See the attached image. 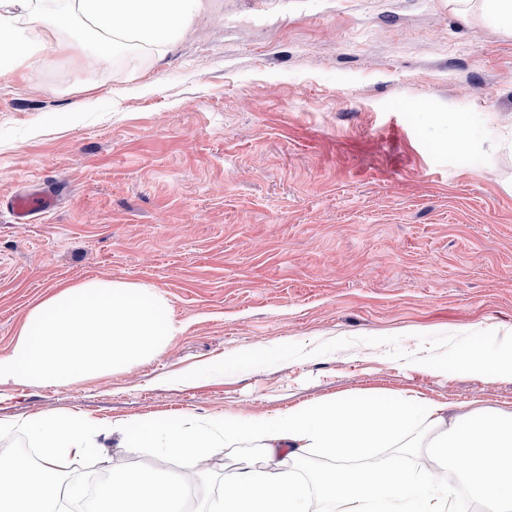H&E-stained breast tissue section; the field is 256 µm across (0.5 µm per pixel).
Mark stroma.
<instances>
[{
  "mask_svg": "<svg viewBox=\"0 0 512 512\" xmlns=\"http://www.w3.org/2000/svg\"><path fill=\"white\" fill-rule=\"evenodd\" d=\"M206 3L164 54L78 46L0 79V353L90 279L156 289L187 324L129 369L1 386L0 419L404 391L512 407V379L455 361L512 331V34L479 0ZM451 113L474 130L461 150ZM39 189L55 206L13 223ZM104 445L65 481L175 465Z\"/></svg>",
  "mask_w": 512,
  "mask_h": 512,
  "instance_id": "stroma-1",
  "label": "stroma"
}]
</instances>
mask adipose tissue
I'll use <instances>...</instances> for the list:
<instances>
[{
	"label": "adipose tissue",
	"instance_id": "adipose-tissue-1",
	"mask_svg": "<svg viewBox=\"0 0 512 512\" xmlns=\"http://www.w3.org/2000/svg\"><path fill=\"white\" fill-rule=\"evenodd\" d=\"M202 0H0V77L38 70L49 53L74 46L62 29L80 22L106 55L135 47L158 52L179 41ZM460 366L512 378V335L496 333L484 353L462 352ZM24 430L40 459L0 453V512H61L74 462L98 453L100 437L127 448H159L169 457L202 463L244 442L259 443L264 466L242 460L215 498L198 501L180 471L109 470L85 512H512V408L479 402L456 414L415 393L367 401L332 397L260 417L237 414L177 416L103 426L76 416L45 414L0 419V435ZM335 459L316 482L296 463L312 451Z\"/></svg>",
	"mask_w": 512,
	"mask_h": 512
}]
</instances>
